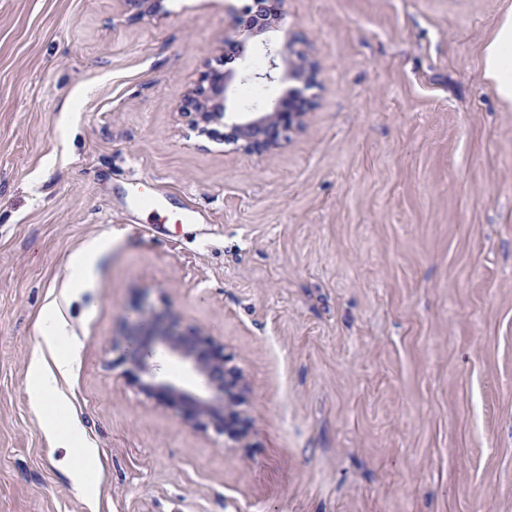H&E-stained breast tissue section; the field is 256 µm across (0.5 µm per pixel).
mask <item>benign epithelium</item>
<instances>
[{
  "label": "benign epithelium",
  "instance_id": "1",
  "mask_svg": "<svg viewBox=\"0 0 512 512\" xmlns=\"http://www.w3.org/2000/svg\"><path fill=\"white\" fill-rule=\"evenodd\" d=\"M123 10L143 18L156 13L160 0H119ZM285 0H247L234 12L235 24L241 25L252 36L264 35L277 28L282 19ZM265 65L259 71L243 73L241 80L254 83H272L276 80L298 81L307 63L288 58L290 49L265 40ZM231 76L219 71L207 73L195 88L203 122L232 120L231 135L225 141H245L247 150L266 151L278 145L282 133L308 111L309 105L295 108L296 88L289 89L293 97L278 100L265 112L230 113L229 81ZM125 356L132 367L141 371L146 358L161 352L186 364L196 378V386L186 388L154 374L145 382L134 379L137 387L158 404L175 409L183 420L201 429L213 428L230 440L240 439L233 420L242 417L238 408L241 397L234 393L239 381L236 369L224 359V347L201 328L184 325L170 312L142 310L138 320L124 336Z\"/></svg>",
  "mask_w": 512,
  "mask_h": 512
}]
</instances>
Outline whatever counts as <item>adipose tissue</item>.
Here are the masks:
<instances>
[{
  "label": "adipose tissue",
  "mask_w": 512,
  "mask_h": 512,
  "mask_svg": "<svg viewBox=\"0 0 512 512\" xmlns=\"http://www.w3.org/2000/svg\"><path fill=\"white\" fill-rule=\"evenodd\" d=\"M485 79L497 96L512 102V8L498 22L492 40L486 45L483 61ZM42 343L31 359L30 399L35 408L44 410L46 432L63 443L67 456L65 465L79 491H87V474L96 457L95 449L76 447L69 434L61 431L59 417L64 409L59 381L69 372L70 358L61 346V331L55 312H48L42 321Z\"/></svg>",
  "instance_id": "adipose-tissue-1"
}]
</instances>
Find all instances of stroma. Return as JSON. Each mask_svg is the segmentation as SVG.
<instances>
[{"label": "stroma", "mask_w": 512, "mask_h": 512, "mask_svg": "<svg viewBox=\"0 0 512 512\" xmlns=\"http://www.w3.org/2000/svg\"><path fill=\"white\" fill-rule=\"evenodd\" d=\"M511 3L286 0L313 107L249 152L182 112L259 57L243 0H0V512H512V103L483 78ZM142 303L223 344L239 443L130 383ZM51 308L85 495L29 398ZM103 245V242L100 240L90 243L85 250L72 261L71 275L74 279L81 283H87L89 281L92 275L94 258Z\"/></svg>", "instance_id": "35a3bbf8"}]
</instances>
